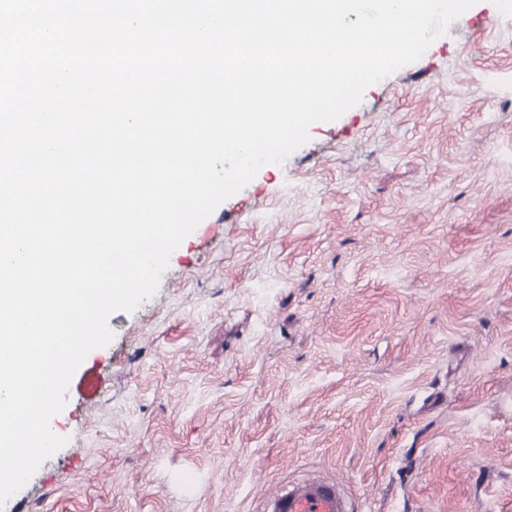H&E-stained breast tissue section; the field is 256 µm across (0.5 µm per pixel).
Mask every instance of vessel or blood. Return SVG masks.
Here are the masks:
<instances>
[{
	"label": "vessel or blood",
	"instance_id": "obj_1",
	"mask_svg": "<svg viewBox=\"0 0 512 512\" xmlns=\"http://www.w3.org/2000/svg\"><path fill=\"white\" fill-rule=\"evenodd\" d=\"M263 512H350L343 489L323 480L283 485L264 500Z\"/></svg>",
	"mask_w": 512,
	"mask_h": 512
}]
</instances>
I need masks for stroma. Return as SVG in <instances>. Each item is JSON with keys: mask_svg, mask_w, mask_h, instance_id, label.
<instances>
[{"mask_svg": "<svg viewBox=\"0 0 512 512\" xmlns=\"http://www.w3.org/2000/svg\"><path fill=\"white\" fill-rule=\"evenodd\" d=\"M111 315L0 512H512V7L317 122ZM263 512H352L343 489L334 482L303 480L283 485L264 500Z\"/></svg>", "mask_w": 512, "mask_h": 512, "instance_id": "1", "label": "stroma"}]
</instances>
